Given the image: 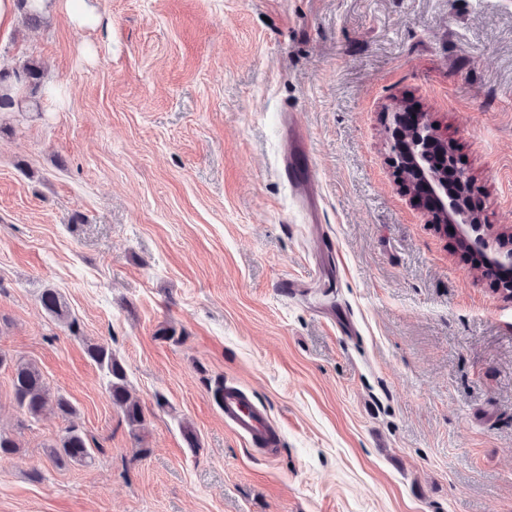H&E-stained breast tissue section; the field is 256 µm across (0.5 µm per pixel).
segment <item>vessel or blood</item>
<instances>
[{"mask_svg": "<svg viewBox=\"0 0 512 512\" xmlns=\"http://www.w3.org/2000/svg\"><path fill=\"white\" fill-rule=\"evenodd\" d=\"M222 411L225 424L235 434L257 446H278L280 436L277 427L267 412L241 388L234 385L225 386Z\"/></svg>", "mask_w": 512, "mask_h": 512, "instance_id": "vessel-or-blood-1", "label": "vessel or blood"}]
</instances>
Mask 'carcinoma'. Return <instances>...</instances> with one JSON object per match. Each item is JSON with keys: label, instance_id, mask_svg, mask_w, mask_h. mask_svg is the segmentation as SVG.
I'll return each instance as SVG.
<instances>
[{"label": "carcinoma", "instance_id": "cac0c4a2", "mask_svg": "<svg viewBox=\"0 0 512 512\" xmlns=\"http://www.w3.org/2000/svg\"><path fill=\"white\" fill-rule=\"evenodd\" d=\"M42 73L38 66L25 64L21 67L0 69V110L16 105L15 90L19 86L28 89L30 98L37 97L41 85ZM42 308L57 322L68 327L69 331L78 332L76 318L72 317L69 307L62 295L48 288L40 295ZM89 358L97 364L107 378L106 393L112 404L119 407L131 426L144 421V408L132 399L127 388L126 373L123 365L106 344H91L87 347ZM6 364L12 371V389L15 402L22 414L33 422L40 418L48 405L65 419L70 420L55 444L48 447L47 455L56 464L88 465L95 454L101 451L98 443L92 442L81 430L73 418L77 411L72 403L60 394H55L47 384L40 368L35 362L22 356H14L0 350V366ZM20 451V443L10 432L0 430V462L11 460Z\"/></svg>", "mask_w": 512, "mask_h": 512}]
</instances>
